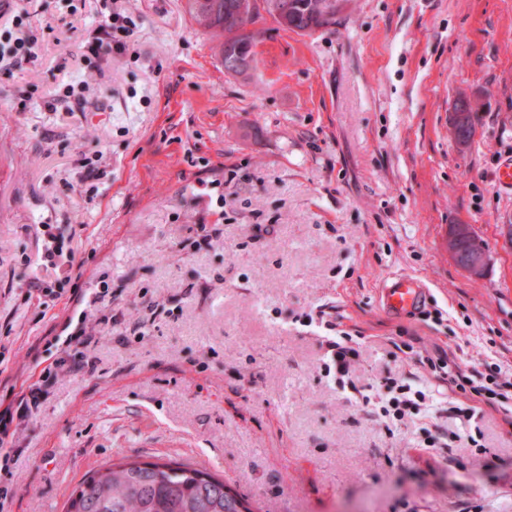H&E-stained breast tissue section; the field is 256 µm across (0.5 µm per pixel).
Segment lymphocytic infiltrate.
<instances>
[{
	"label": "lymphocytic infiltrate",
	"instance_id": "f902f5d3",
	"mask_svg": "<svg viewBox=\"0 0 512 512\" xmlns=\"http://www.w3.org/2000/svg\"><path fill=\"white\" fill-rule=\"evenodd\" d=\"M29 0H14L11 25L18 33L13 41H0V71L13 77H24L28 64L37 61L40 49L33 31L32 15L27 8ZM91 5L98 17V35L81 44L72 58L76 61L101 59L112 55L133 52L129 21L126 15L113 7V0H80ZM427 372L425 386L412 381L390 378L385 383L386 392L380 396L379 411L390 425H397L407 416L425 418L424 445L437 453H444L457 441L458 435L448 432L440 420L456 415L472 420L476 410L486 409L500 416L512 426V363L495 355H487L478 363L467 365L456 362L447 349L418 355ZM55 383V373L44 369L39 378L20 391L10 403L0 409V451H12L20 425L37 410ZM464 396L467 406H448L449 394Z\"/></svg>",
	"mask_w": 512,
	"mask_h": 512
}]
</instances>
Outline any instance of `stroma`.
Instances as JSON below:
<instances>
[{"mask_svg": "<svg viewBox=\"0 0 512 512\" xmlns=\"http://www.w3.org/2000/svg\"><path fill=\"white\" fill-rule=\"evenodd\" d=\"M184 3L118 0L135 54L75 65L95 12L33 0L56 31L24 79L0 73V404L58 373L0 471L6 512H62L86 473L121 458L206 467L263 512H512L511 427L478 421L494 469L464 439L424 448L418 417L387 431L377 402L325 375L326 328L302 324L332 306L336 334L359 339L364 385L424 376L390 354L404 329L461 363L496 344L512 361V193L493 179L512 156V0H351L309 36L266 18L246 77L225 74ZM62 80L92 84L102 109L30 94ZM462 97L464 147L449 124ZM100 151L110 172L84 183ZM218 219L223 236L206 238ZM454 224L486 245L482 278L445 251ZM55 237L73 255L52 266ZM71 262L83 274L60 298L31 290ZM396 275L429 288L441 324L383 314ZM138 321L145 336L125 334ZM70 324L93 334L95 374L61 365Z\"/></svg>", "mask_w": 512, "mask_h": 512, "instance_id": "35a3bbf8", "label": "stroma"}]
</instances>
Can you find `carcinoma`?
Listing matches in <instances>:
<instances>
[{"label":"carcinoma","mask_w":512,"mask_h":512,"mask_svg":"<svg viewBox=\"0 0 512 512\" xmlns=\"http://www.w3.org/2000/svg\"><path fill=\"white\" fill-rule=\"evenodd\" d=\"M209 14L189 15L208 32L224 35V45L255 62L259 33L244 32L262 17L257 0H206ZM288 5L287 22L273 18L278 30L310 35L331 29L349 0H279ZM63 512H239L224 479L189 464L166 462L106 463L72 490Z\"/></svg>","instance_id":"carcinoma-1"}]
</instances>
